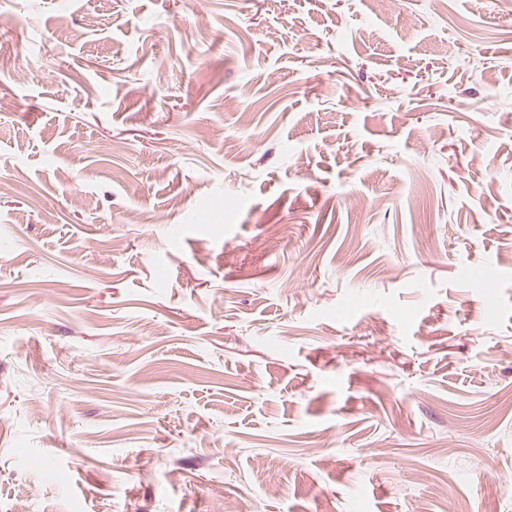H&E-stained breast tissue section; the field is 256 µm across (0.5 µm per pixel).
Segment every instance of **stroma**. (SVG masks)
Wrapping results in <instances>:
<instances>
[{
    "label": "stroma",
    "instance_id": "35a3bbf8",
    "mask_svg": "<svg viewBox=\"0 0 512 512\" xmlns=\"http://www.w3.org/2000/svg\"><path fill=\"white\" fill-rule=\"evenodd\" d=\"M0 40V512H512V0Z\"/></svg>",
    "mask_w": 512,
    "mask_h": 512
}]
</instances>
